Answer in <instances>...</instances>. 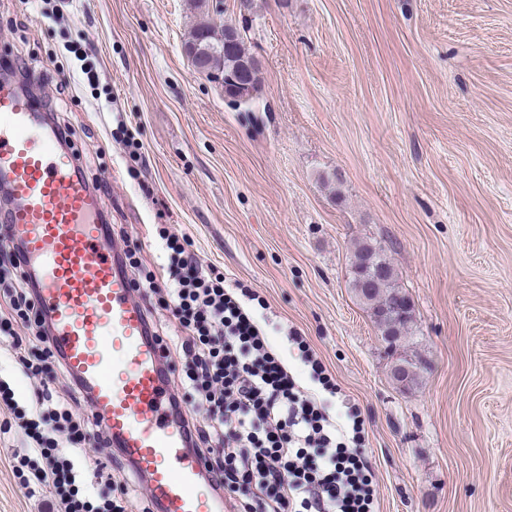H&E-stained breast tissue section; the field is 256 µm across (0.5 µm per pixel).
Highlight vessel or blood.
<instances>
[{
	"label": "vessel or blood",
	"instance_id": "1",
	"mask_svg": "<svg viewBox=\"0 0 512 512\" xmlns=\"http://www.w3.org/2000/svg\"><path fill=\"white\" fill-rule=\"evenodd\" d=\"M62 136L16 82L0 77V183L6 222L61 354L113 448L158 512H222L203 459L171 407L160 343L120 265L104 206Z\"/></svg>",
	"mask_w": 512,
	"mask_h": 512
}]
</instances>
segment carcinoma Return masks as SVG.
<instances>
[{"label":"carcinoma","instance_id":"cac0c4a2","mask_svg":"<svg viewBox=\"0 0 512 512\" xmlns=\"http://www.w3.org/2000/svg\"><path fill=\"white\" fill-rule=\"evenodd\" d=\"M205 18L198 22L191 38L185 44L187 54H200L202 62L197 65L201 71L223 74L233 63L242 59H254L246 48L244 37L238 36L230 44L224 42V33L234 25L217 20L209 13V4L201 0ZM243 83L247 85L244 95L234 97V85H224V96L232 98L229 107L239 112H252L261 96L263 83L262 67L255 63L246 74ZM351 285L356 297L370 311L383 340L388 345L412 335V316L403 319L390 315L394 308L410 302L408 295L396 284L394 269L383 249L367 243L354 247L351 261Z\"/></svg>","mask_w":512,"mask_h":512}]
</instances>
